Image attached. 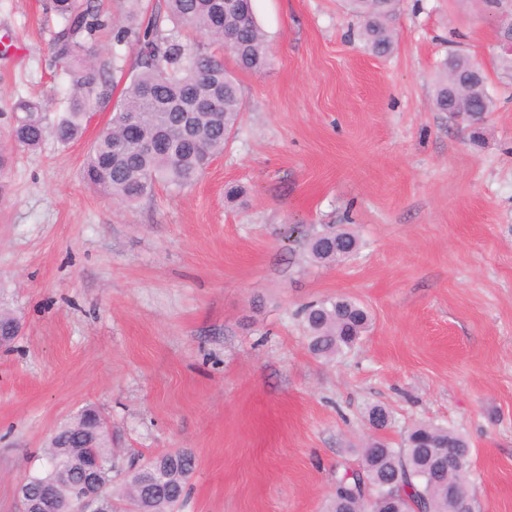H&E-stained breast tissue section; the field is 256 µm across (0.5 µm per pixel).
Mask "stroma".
I'll return each instance as SVG.
<instances>
[{"label": "stroma", "mask_w": 512, "mask_h": 512, "mask_svg": "<svg viewBox=\"0 0 512 512\" xmlns=\"http://www.w3.org/2000/svg\"><path fill=\"white\" fill-rule=\"evenodd\" d=\"M45 0H0V141L18 98L64 111ZM267 67L237 72L244 114L189 188L129 206L82 178L112 108L80 140L17 150L0 172V512L84 408L122 466L195 456L183 512H324L368 437L432 423L464 434L480 512H512V77L481 0H402L372 54L344 0H253ZM494 102L474 143L435 111L447 54ZM245 188L227 201V185ZM354 231L344 264L305 240ZM327 295L372 326L342 356L308 349L300 309ZM385 407L389 427L367 412Z\"/></svg>", "instance_id": "obj_1"}]
</instances>
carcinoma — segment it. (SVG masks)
<instances>
[{
	"instance_id": "obj_1",
	"label": "carcinoma",
	"mask_w": 512,
	"mask_h": 512,
	"mask_svg": "<svg viewBox=\"0 0 512 512\" xmlns=\"http://www.w3.org/2000/svg\"><path fill=\"white\" fill-rule=\"evenodd\" d=\"M166 14L139 18L128 12L117 22L97 0H47L57 18L52 44L68 80L66 109L50 116L42 105L20 98L14 104L11 146L34 150L52 138L65 145L79 139L95 103H113L107 128L87 155L84 178L94 190L126 204L153 195L156 186L182 189L197 182L210 161L224 150L243 114V99L234 71L259 72L268 62L265 35L252 0H237L224 10L223 0H164ZM362 18V37L372 52L392 49L389 22L400 0H349ZM186 32L206 39L188 46ZM236 38L230 49L234 68L222 59L224 35ZM139 45L137 72L119 84L118 57L102 56L104 39ZM466 61L448 55L442 61L433 106L448 111V69ZM455 93L471 104L472 120L491 111L485 83L460 84ZM359 246L351 231L330 229L307 240L309 257L340 264ZM308 347L317 357L341 355L369 328L371 317L360 303L342 295L326 296L304 308ZM93 408L60 427L46 448L47 467L25 477L37 497L47 495L57 512H77L72 488L85 459L94 455L103 466L111 512H177L187 497L194 456L165 452L127 474L113 487L112 443ZM471 463V448L458 432L421 423L404 435L401 446L373 437L360 449L358 468L336 478L329 512H448V488L466 477L454 463Z\"/></svg>"
}]
</instances>
